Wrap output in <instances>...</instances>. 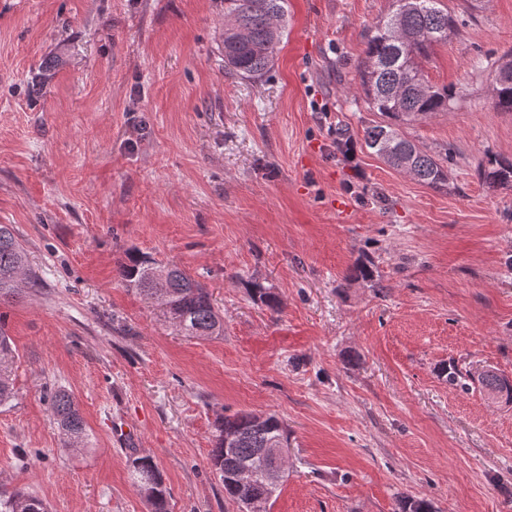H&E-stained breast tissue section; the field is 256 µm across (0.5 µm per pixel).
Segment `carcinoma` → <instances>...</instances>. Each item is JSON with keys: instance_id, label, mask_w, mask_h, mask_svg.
<instances>
[{"instance_id": "obj_1", "label": "carcinoma", "mask_w": 512, "mask_h": 512, "mask_svg": "<svg viewBox=\"0 0 512 512\" xmlns=\"http://www.w3.org/2000/svg\"><path fill=\"white\" fill-rule=\"evenodd\" d=\"M224 70L241 79H256L272 69L274 58L288 26V0H224ZM456 30L454 16L442 0H394V9L380 18L367 36L364 59L358 65L360 89L372 110L382 120L364 128L367 149L389 167L411 174L417 181L436 190L448 188L445 158L421 150L401 132L405 124L422 122L439 112H448L457 91L432 84L424 73V62L433 47L448 41ZM493 106L500 112H512V80L497 81L493 87ZM490 187L512 185V161L496 160L479 171ZM152 261L147 254L127 253L119 267L126 287L156 301L174 303L183 323V335L195 338L216 327L220 313L212 295L198 281L175 264L163 279L143 277L144 265ZM30 269L26 249L11 224H0V301L22 291ZM254 301L269 309L278 308L277 297L263 285L251 284ZM13 357L10 338L0 328V406L14 397L9 361ZM448 385L462 390L478 385L497 401L512 404V383L495 369L486 370L477 379L450 362L439 368ZM50 411L66 444L84 442L86 425L72 396L59 389L50 395ZM254 415L236 413L222 416L216 423L210 465L224 483V493L232 501L272 504L276 493L263 479L240 485L236 472L254 454L272 442L287 440L282 422L267 416L268 427L257 430ZM236 437L233 453H224V433ZM133 485L151 483L155 495L146 499L150 512H169L170 493L152 460L136 457L131 461ZM29 503L31 512H47L42 500L23 489L0 495V512H14L19 501ZM396 512H436L431 501L401 496Z\"/></svg>"}]
</instances>
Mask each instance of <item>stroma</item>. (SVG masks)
Returning <instances> with one entry per match:
<instances>
[{"instance_id":"35a3bbf8","label":"stroma","mask_w":512,"mask_h":512,"mask_svg":"<svg viewBox=\"0 0 512 512\" xmlns=\"http://www.w3.org/2000/svg\"><path fill=\"white\" fill-rule=\"evenodd\" d=\"M444 3L457 30L424 70L459 94L402 128L447 156L436 191L362 141L379 115L357 67L392 0H288L259 80L224 71V0H0V224L37 275L0 302L16 389L0 491L50 512H148L130 467L146 457L170 512H239L209 455L217 416L251 412L288 432L271 512H394L401 496L512 512V405L438 375L454 362L512 378V190L477 176L512 160V112L491 99L512 0ZM131 247L204 284L223 334L181 336L126 288ZM364 258L375 283L347 277ZM57 389L84 446L64 444ZM116 422L140 447L113 441ZM50 411L61 430L67 445L84 443L86 425L72 396L66 390H56L50 395Z\"/></svg>"}]
</instances>
